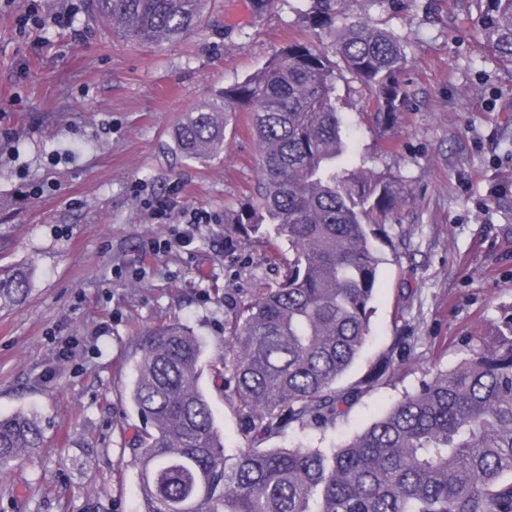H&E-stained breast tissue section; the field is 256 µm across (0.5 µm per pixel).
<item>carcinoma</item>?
Listing matches in <instances>:
<instances>
[{"instance_id":"1","label":"carcinoma","mask_w":512,"mask_h":512,"mask_svg":"<svg viewBox=\"0 0 512 512\" xmlns=\"http://www.w3.org/2000/svg\"><path fill=\"white\" fill-rule=\"evenodd\" d=\"M206 0H89L125 39L185 38ZM480 47L512 66V0H478ZM340 0H314L331 27ZM332 53L368 94L365 119L395 124L409 97L403 42L355 20L335 28ZM259 144L257 201L224 214L226 256L288 243L275 283L224 299V399L241 420L229 449L199 387L202 345L179 323L140 336L131 400L141 426L128 441L143 512H512V310L450 370L431 369L376 421L328 450L266 448L291 426L325 428L386 381L405 346L396 338L366 375L339 386L371 333L382 258L372 242L401 200L400 181L350 152L336 106V63L290 44L243 82L211 94L173 132L194 160L224 150L237 113ZM34 269L0 265V311L21 305ZM36 416H0V471L33 455Z\"/></svg>"}]
</instances>
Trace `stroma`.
I'll list each match as a JSON object with an SVG mask.
<instances>
[{
	"label": "stroma",
	"instance_id": "1",
	"mask_svg": "<svg viewBox=\"0 0 512 512\" xmlns=\"http://www.w3.org/2000/svg\"><path fill=\"white\" fill-rule=\"evenodd\" d=\"M457 0H342L401 36L411 63L408 109L394 126L365 123V90L336 72L351 150L398 176L402 203L375 241L384 257L371 335L352 383L392 344L410 349L390 379L333 427L291 428L273 448H331L366 428L428 368L452 369L512 305V68L482 52ZM29 0H0V264L28 262L26 301L0 311V414H36L45 445L0 474V512H141L126 443L141 331L185 325L203 343L200 386L226 447L241 446L224 381V298L249 299L278 279L276 252L224 253V212L255 199L259 148L238 113L215 159L172 149L180 118L242 82L291 43L329 47L313 0H209L201 26L161 45L130 43L84 0H42L37 29L16 18ZM69 8L68 24L53 22ZM207 212L190 246L150 205L161 196Z\"/></svg>",
	"mask_w": 512,
	"mask_h": 512
}]
</instances>
